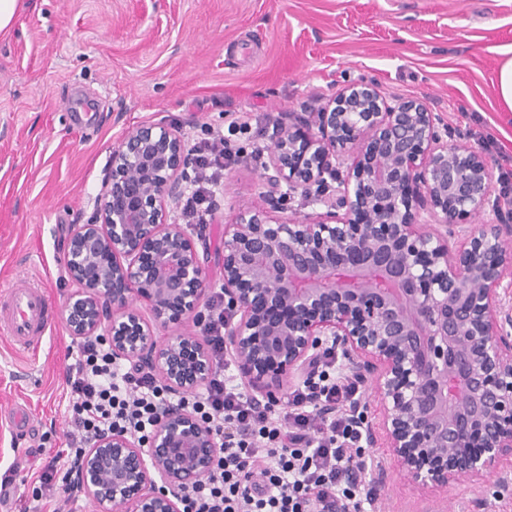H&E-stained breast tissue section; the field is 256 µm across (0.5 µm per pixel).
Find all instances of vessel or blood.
Segmentation results:
<instances>
[{
    "instance_id": "1",
    "label": "vessel or blood",
    "mask_w": 512,
    "mask_h": 512,
    "mask_svg": "<svg viewBox=\"0 0 512 512\" xmlns=\"http://www.w3.org/2000/svg\"><path fill=\"white\" fill-rule=\"evenodd\" d=\"M0 326L23 351L40 348L51 328L50 306L40 287L22 283L0 299Z\"/></svg>"
}]
</instances>
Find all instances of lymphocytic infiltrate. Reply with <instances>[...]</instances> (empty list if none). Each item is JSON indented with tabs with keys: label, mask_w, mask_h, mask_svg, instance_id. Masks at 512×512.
Instances as JSON below:
<instances>
[{
	"label": "lymphocytic infiltrate",
	"mask_w": 512,
	"mask_h": 512,
	"mask_svg": "<svg viewBox=\"0 0 512 512\" xmlns=\"http://www.w3.org/2000/svg\"><path fill=\"white\" fill-rule=\"evenodd\" d=\"M195 153L183 214L202 224L224 173L223 137L201 139ZM203 334L215 369L204 392L185 405L211 423L219 454L213 473L186 492L184 512H339L344 502L363 512L370 497L360 478L366 462L358 430L319 411L324 404L355 400V386L337 379L335 355L325 354L317 381L294 390L286 408L277 410L250 398L227 370L223 288L213 292ZM65 381L74 429L39 476L52 512L78 502L79 490L69 478L85 447L100 433L130 423L147 437L155 407L166 397L153 378L113 360L96 338L81 345Z\"/></svg>",
	"instance_id": "f902f5d3"
}]
</instances>
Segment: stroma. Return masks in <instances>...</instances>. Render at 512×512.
I'll list each match as a JSON object with an SVG mask.
<instances>
[{"mask_svg": "<svg viewBox=\"0 0 512 512\" xmlns=\"http://www.w3.org/2000/svg\"><path fill=\"white\" fill-rule=\"evenodd\" d=\"M0 35V290L40 282L53 310L70 283L66 228L91 215L128 128L168 119L190 139L203 124L229 132L208 222L218 281L225 225L261 203L252 159L283 112H315L348 84L424 101L453 142L481 153L500 196L512 160V113L492 82L512 58V0H27ZM76 345L54 317L38 354L0 333V512H44L34 478L65 449L71 409L63 378ZM27 409L16 428L10 408ZM373 512H512V487L458 479L420 489L386 449L370 448Z\"/></svg>", "mask_w": 512, "mask_h": 512, "instance_id": "1", "label": "stroma"}]
</instances>
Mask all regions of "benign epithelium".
<instances>
[{
    "label": "benign epithelium",
    "mask_w": 512,
    "mask_h": 512,
    "mask_svg": "<svg viewBox=\"0 0 512 512\" xmlns=\"http://www.w3.org/2000/svg\"><path fill=\"white\" fill-rule=\"evenodd\" d=\"M426 103L346 87L319 112H285L266 147L263 204L224 226V352L247 393L275 403L289 377L313 381L329 348L340 373L374 382L375 424L348 409L368 447L383 441L419 487L512 475V225L464 224L496 208L477 151L448 142ZM193 154L164 119L127 129L94 209L63 253L72 289L61 317L73 339L100 336L112 358L171 395L151 433L95 438L71 479L97 512H183V492L214 469L213 430L179 399L205 385L201 325L213 283L177 223ZM324 211L271 212L310 187ZM142 302L151 320L133 305Z\"/></svg>",
    "instance_id": "obj_1"
}]
</instances>
